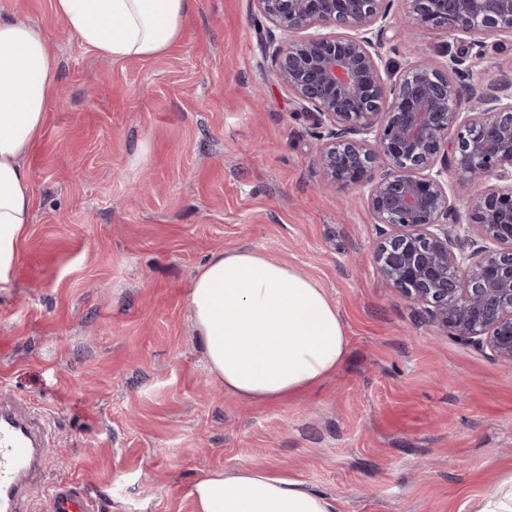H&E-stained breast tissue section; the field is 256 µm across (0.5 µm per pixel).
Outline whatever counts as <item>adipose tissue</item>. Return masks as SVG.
Wrapping results in <instances>:
<instances>
[{
  "label": "adipose tissue",
  "instance_id": "adipose-tissue-1",
  "mask_svg": "<svg viewBox=\"0 0 512 512\" xmlns=\"http://www.w3.org/2000/svg\"><path fill=\"white\" fill-rule=\"evenodd\" d=\"M193 6L194 0H53L67 30L114 60L164 53ZM57 81V60L40 28L0 18V288L15 276L32 221L25 161ZM187 310L209 376L245 401L298 395L332 375L348 353L343 320L325 289L250 249L213 253L193 278ZM188 495L195 512H337L333 499L260 467L208 472Z\"/></svg>",
  "mask_w": 512,
  "mask_h": 512
}]
</instances>
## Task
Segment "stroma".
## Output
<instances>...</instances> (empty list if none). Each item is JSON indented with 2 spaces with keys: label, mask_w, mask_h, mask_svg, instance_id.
Listing matches in <instances>:
<instances>
[{
  "label": "stroma",
  "mask_w": 512,
  "mask_h": 512,
  "mask_svg": "<svg viewBox=\"0 0 512 512\" xmlns=\"http://www.w3.org/2000/svg\"><path fill=\"white\" fill-rule=\"evenodd\" d=\"M38 25L59 81L26 160L33 219L0 288V401L48 412L46 476L98 512H194L201 474L265 467L339 512H474L512 471V368L454 337L380 277L361 200L319 188L314 117L272 74L278 31L253 0H195L162 55L98 56L52 0H0ZM474 71L512 78V37ZM251 249L325 288L348 355L320 386L248 404L208 377L192 278Z\"/></svg>",
  "instance_id": "1"
}]
</instances>
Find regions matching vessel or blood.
I'll use <instances>...</instances> for the list:
<instances>
[{
    "instance_id": "obj_1",
    "label": "vessel or blood",
    "mask_w": 512,
    "mask_h": 512,
    "mask_svg": "<svg viewBox=\"0 0 512 512\" xmlns=\"http://www.w3.org/2000/svg\"><path fill=\"white\" fill-rule=\"evenodd\" d=\"M55 436L51 418L26 400L0 407V512H29L26 487L44 477L43 464ZM75 487L54 484L47 512H93Z\"/></svg>"
}]
</instances>
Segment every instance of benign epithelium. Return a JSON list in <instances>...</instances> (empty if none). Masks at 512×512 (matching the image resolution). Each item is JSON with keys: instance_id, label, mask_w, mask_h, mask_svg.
<instances>
[{"instance_id": "7a95c632", "label": "benign epithelium", "mask_w": 512, "mask_h": 512, "mask_svg": "<svg viewBox=\"0 0 512 512\" xmlns=\"http://www.w3.org/2000/svg\"><path fill=\"white\" fill-rule=\"evenodd\" d=\"M254 2L281 32L276 79L327 126L322 187L364 192L381 225L382 278L440 334L512 366V80L473 71L485 37L512 35V0H404L417 29L469 47L395 73L382 52L393 0Z\"/></svg>"}]
</instances>
